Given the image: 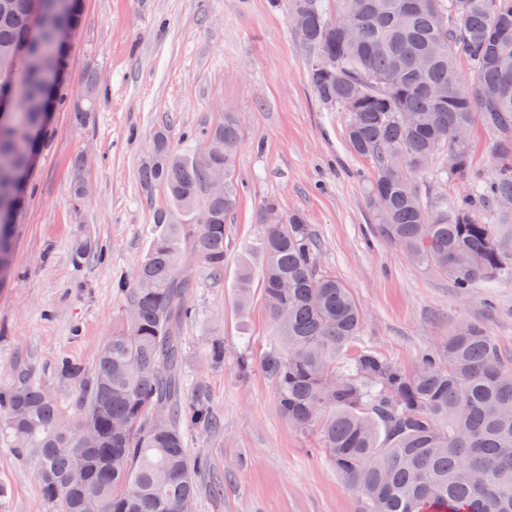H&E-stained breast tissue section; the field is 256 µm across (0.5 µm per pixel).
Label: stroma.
Returning <instances> with one entry per match:
<instances>
[{"instance_id":"stroma-1","label":"stroma","mask_w":512,"mask_h":512,"mask_svg":"<svg viewBox=\"0 0 512 512\" xmlns=\"http://www.w3.org/2000/svg\"><path fill=\"white\" fill-rule=\"evenodd\" d=\"M308 59L284 0H86L71 39L69 88L80 97L96 73L100 103L83 127L68 112L53 114L13 266L0 283V388L28 378L72 402L78 390L58 377L56 362L66 356L94 373L126 307L117 283L132 278L165 204L162 193L146 196L138 177L154 130L166 127L182 149L184 133L239 115V197L225 224L223 280L210 278L194 246L184 251L194 280L189 302L205 316L180 330L185 370L222 422L217 432H188L191 456L206 464L193 512H360L357 495L315 452L314 430L279 412L259 360L273 337L261 297L248 314L237 307L241 263L260 261L266 201L280 215H306L321 268L350 288L363 341L389 363L416 370L463 321L481 323L512 355V279L460 294L447 275L417 266L377 232L365 195L371 163L346 142L347 113L318 102ZM78 158L89 183L79 205L71 194ZM83 237L102 248V259L73 260ZM215 336L224 341L220 367L206 358ZM245 356L252 369L242 376ZM0 486V512H52L35 465L1 443Z\"/></svg>"}]
</instances>
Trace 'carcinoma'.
Listing matches in <instances>:
<instances>
[{"label":"carcinoma","instance_id":"carcinoma-1","mask_svg":"<svg viewBox=\"0 0 512 512\" xmlns=\"http://www.w3.org/2000/svg\"><path fill=\"white\" fill-rule=\"evenodd\" d=\"M286 0L291 25H303L312 51L307 80L319 103L348 113L350 149L371 160L366 199L383 237L419 266L442 272L467 295L512 278V0ZM84 0H0V90L23 77L24 105L0 121V277L10 271L16 224L26 196L16 174L49 143L34 130L50 112L67 109L85 124L97 105L99 78L85 81L71 101L70 47L56 30L79 28ZM361 38L351 41L343 24ZM465 54L472 86L457 70ZM325 58L336 70L325 72ZM481 117L495 135L494 173L474 181L462 196L424 199L416 176L432 163L441 181L464 178L470 142L455 140L459 127ZM187 140L216 145L199 156L181 153L167 128H158L140 169L148 193L160 190L156 233L131 281L119 291L127 309L103 345L89 376L67 356L59 377L79 387L74 420L98 438L93 448L74 439L65 410L43 386L25 380L0 389V439L18 461L33 460L42 497L53 512H182L197 497L202 461L186 448L192 426L210 429L208 403L189 395L180 329L201 320L188 303L194 286L182 263L189 229L178 215L202 209L198 248L212 277H224V226L237 204L234 162L241 143L236 114ZM224 175L222 195L210 181ZM492 212L500 219H481ZM259 270L243 261L236 298L245 305L253 282L274 327L261 356L272 378L278 409L297 427L314 426L324 453L363 512H512V356L484 327L461 323L440 354H425L407 372L360 339L362 310L349 288L320 268V245L304 213L265 225ZM206 356L224 364V341L214 337ZM87 483L65 484L74 471Z\"/></svg>","mask_w":512,"mask_h":512}]
</instances>
